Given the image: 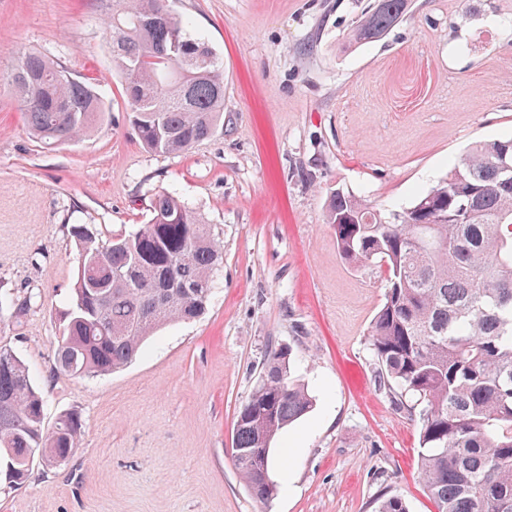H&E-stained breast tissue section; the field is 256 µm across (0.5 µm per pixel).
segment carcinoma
Returning <instances> with one entry per match:
<instances>
[{"instance_id": "obj_1", "label": "carcinoma", "mask_w": 512, "mask_h": 512, "mask_svg": "<svg viewBox=\"0 0 512 512\" xmlns=\"http://www.w3.org/2000/svg\"><path fill=\"white\" fill-rule=\"evenodd\" d=\"M410 0H376L354 28L356 42L379 39ZM112 61L122 75L130 122L141 143L179 154L224 127V63L164 0H112L106 16ZM0 81L19 98L30 133L47 145L79 140L107 112L95 88L49 58L14 52ZM512 138L480 142L413 203L383 217L336 189L327 204L341 258L385 269V301L370 341L379 385L419 425L420 479L437 512H512ZM435 212L448 215L429 224ZM74 288L58 312L59 372L105 375L132 362L160 327L199 317L224 263L211 226L178 197L161 192L152 216L128 234L96 241L74 229ZM290 359L270 350L239 407L234 462L253 498L276 484L271 442L310 411ZM76 411L45 421V396L12 348L0 346V488L23 484L38 452L67 460L81 445ZM376 512H406L402 498Z\"/></svg>"}]
</instances>
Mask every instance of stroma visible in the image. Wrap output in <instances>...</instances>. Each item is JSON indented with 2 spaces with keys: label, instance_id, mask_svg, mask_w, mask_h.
I'll use <instances>...</instances> for the list:
<instances>
[{
  "label": "stroma",
  "instance_id": "35a3bbf8",
  "mask_svg": "<svg viewBox=\"0 0 512 512\" xmlns=\"http://www.w3.org/2000/svg\"><path fill=\"white\" fill-rule=\"evenodd\" d=\"M373 0H175L224 59V128L179 155L140 144L112 63L101 0H0V70L34 49L99 84L91 137L47 146L0 86V346L28 363L46 417L80 413L64 465L33 464L0 512H374L401 496L436 512L419 432L378 383L369 341L378 267L339 255L325 217L344 188L409 206L475 143L512 137V0H411L379 40L352 31ZM168 192L224 242L205 313L161 328L118 372L55 371L74 284L73 229L99 239L151 217ZM290 354L311 410L271 444L277 496L254 499L231 455L239 406L270 349Z\"/></svg>",
  "mask_w": 512,
  "mask_h": 512
}]
</instances>
